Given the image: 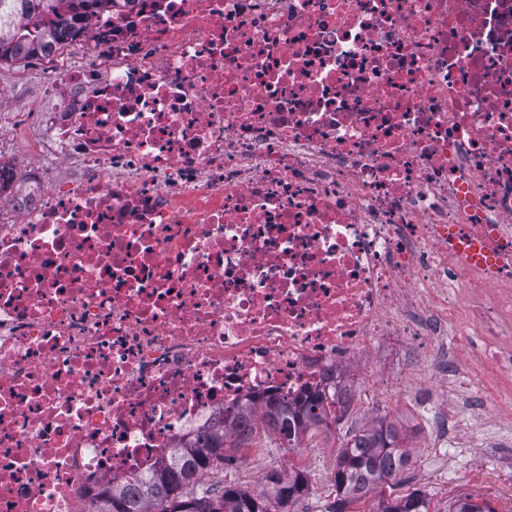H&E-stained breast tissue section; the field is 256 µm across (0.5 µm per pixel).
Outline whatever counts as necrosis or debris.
Here are the masks:
<instances>
[{"instance_id": "necrosis-or-debris-1", "label": "necrosis or debris", "mask_w": 512, "mask_h": 512, "mask_svg": "<svg viewBox=\"0 0 512 512\" xmlns=\"http://www.w3.org/2000/svg\"><path fill=\"white\" fill-rule=\"evenodd\" d=\"M0 133V512H92L371 362L512 404V0H116Z\"/></svg>"}]
</instances>
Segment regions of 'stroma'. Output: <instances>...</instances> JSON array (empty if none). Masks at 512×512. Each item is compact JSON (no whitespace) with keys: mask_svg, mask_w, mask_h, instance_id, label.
<instances>
[{"mask_svg":"<svg viewBox=\"0 0 512 512\" xmlns=\"http://www.w3.org/2000/svg\"><path fill=\"white\" fill-rule=\"evenodd\" d=\"M42 84L35 60L1 63L6 112L0 115V123L10 124L14 113L33 111L40 103ZM453 401V393L439 379L415 385L408 375L393 372L377 386L359 385L354 403L335 424L310 429L301 448H283L273 431L258 426L245 444L225 450L226 460L217 478L243 490L258 491L267 471H298L306 478V492L278 512H333L336 488L325 485V476L333 475L338 455L356 432L383 419L399 430L410 453L409 463L399 484L382 485L367 498L348 503L345 512H375L380 498L415 490L426 495L430 512H447L449 502L461 495L485 499L500 512L512 503V407L503 406L495 416L505 426L501 447L484 449L479 458L470 461L450 455L438 461L436 470H428L429 451L422 445L423 435L430 429L445 428L444 414Z\"/></svg>","mask_w":512,"mask_h":512,"instance_id":"35a3bbf8","label":"stroma"}]
</instances>
